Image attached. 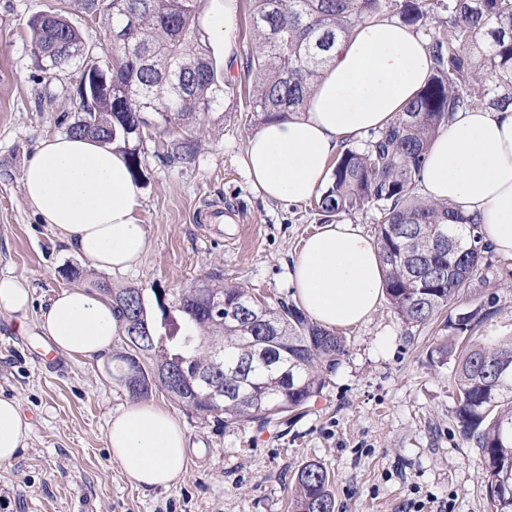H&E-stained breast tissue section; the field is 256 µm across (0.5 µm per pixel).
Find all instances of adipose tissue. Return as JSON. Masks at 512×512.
Masks as SVG:
<instances>
[{
    "instance_id": "ef3b65f1",
    "label": "adipose tissue",
    "mask_w": 512,
    "mask_h": 512,
    "mask_svg": "<svg viewBox=\"0 0 512 512\" xmlns=\"http://www.w3.org/2000/svg\"><path fill=\"white\" fill-rule=\"evenodd\" d=\"M428 44L407 26L375 19L340 40L303 112L262 125L243 160L253 184L275 201L301 203L325 187L346 143L385 128L432 73ZM426 200L460 206L476 217L483 240L512 259V112L460 109L435 136L421 171ZM21 192L43 223L99 271L136 265L147 233L126 155L88 137L44 140L24 166ZM301 306L326 327L368 321L384 294L375 238L349 221L325 224L307 238L289 274ZM53 348L97 358L117 333L112 304L95 290L59 293L37 321ZM31 424L13 399H0V462L24 447ZM113 460L142 489L166 487L185 471L179 422L164 408L135 402L113 415Z\"/></svg>"
}]
</instances>
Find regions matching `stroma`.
Segmentation results:
<instances>
[{
  "instance_id": "stroma-1",
  "label": "stroma",
  "mask_w": 512,
  "mask_h": 512,
  "mask_svg": "<svg viewBox=\"0 0 512 512\" xmlns=\"http://www.w3.org/2000/svg\"><path fill=\"white\" fill-rule=\"evenodd\" d=\"M92 46L107 28L92 21L80 0H0V276L29 285L26 312L0 310V397L17 400L31 433L17 456L0 463V512H291L295 478L307 462L329 473L336 512H409L410 499L447 503V512H492L474 442L455 419L452 370H434L429 352L448 329L443 320L423 327L403 323L389 302L363 325L341 329L347 353L321 392L287 424L263 426L199 418L161 391L150 403L182 424L185 473L170 487L132 486L113 462L107 422L132 399L118 371L124 354L114 339L102 359L57 354L42 361L47 339L37 328L43 307L74 287L70 271L91 273L25 203L24 165L52 136L80 72L51 78L30 54L28 19L53 7ZM236 59L207 36L223 91L197 114L200 145L191 163L172 165L142 154L137 215L149 246L128 271L109 273L114 286L144 291L147 314L159 321L175 309L181 289L215 269L271 303L294 302L289 268L303 241L321 222L310 203L265 199L242 166L251 119L243 66L253 37L249 0L237 2ZM66 98L64 108L37 110L43 91ZM488 306L479 333L496 343L512 336V261L491 255L447 312Z\"/></svg>"
}]
</instances>
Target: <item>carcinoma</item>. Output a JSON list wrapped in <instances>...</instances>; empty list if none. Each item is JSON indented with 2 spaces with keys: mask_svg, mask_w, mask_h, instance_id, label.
<instances>
[{
  "mask_svg": "<svg viewBox=\"0 0 512 512\" xmlns=\"http://www.w3.org/2000/svg\"><path fill=\"white\" fill-rule=\"evenodd\" d=\"M255 43L245 68L253 75L249 95L257 125L286 120L303 111L313 84L331 63L336 41L359 25L398 12L409 26H420L438 0H251ZM85 13L100 16L110 30L138 15V29L125 45L89 46L62 14L48 10L28 21L36 66L59 77L53 57L61 54L112 68V104L80 103L66 133L112 144L128 155L133 177L140 175L141 152L152 135L135 129L146 115L155 127L184 128L218 100L220 83L198 24L200 0H83ZM448 20L429 33L434 60L426 84L385 129L371 133L363 149L345 148L329 184L313 199L325 222L373 210L387 299L402 321L425 326L458 299L483 265L488 246L478 224L450 204L425 201L419 177L427 150L454 112L479 101L506 112L512 106V0H448ZM198 140L180 135L154 144L170 163H187ZM456 237L466 251L441 248V237ZM89 286L112 303L118 334L128 339L134 325L154 343L140 352L142 363L120 357L121 378L130 397L141 400L155 389L193 414L224 416L229 422H269L306 407L336 370L346 352L344 337L311 321L295 305L262 304V318L288 338L273 343L277 358L264 363L252 355L253 337L265 336L249 308L257 298L219 271L178 297L183 323L160 307L165 335L148 319L143 289L115 288L103 277ZM243 309L238 321L229 308ZM478 311L448 318L451 332L430 351L431 365L455 360L456 417L460 432L478 448L493 512H512V337L489 345L476 335ZM224 346L223 356L214 348ZM183 368L177 382L150 381L147 374ZM224 382V398L213 399L194 375ZM292 375V383L285 375ZM294 512H335L336 497L327 471L305 464L296 476Z\"/></svg>",
  "mask_w": 512,
  "mask_h": 512,
  "instance_id": "1",
  "label": "carcinoma"
}]
</instances>
